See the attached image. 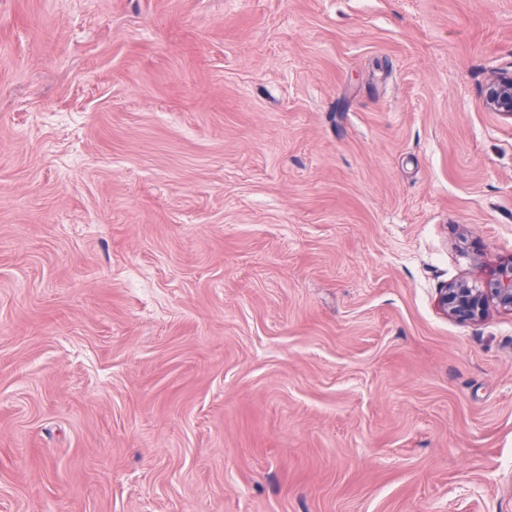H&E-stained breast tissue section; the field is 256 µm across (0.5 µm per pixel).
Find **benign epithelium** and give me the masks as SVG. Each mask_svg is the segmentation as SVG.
<instances>
[{
    "mask_svg": "<svg viewBox=\"0 0 512 512\" xmlns=\"http://www.w3.org/2000/svg\"><path fill=\"white\" fill-rule=\"evenodd\" d=\"M482 99L485 108L512 119V69H497L488 78ZM512 314V257L497 265L482 280H455L438 289L442 314L463 323L484 320L490 306Z\"/></svg>",
    "mask_w": 512,
    "mask_h": 512,
    "instance_id": "7a95c632",
    "label": "benign epithelium"
}]
</instances>
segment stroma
<instances>
[{
	"instance_id": "obj_1",
	"label": "stroma",
	"mask_w": 512,
	"mask_h": 512,
	"mask_svg": "<svg viewBox=\"0 0 512 512\" xmlns=\"http://www.w3.org/2000/svg\"><path fill=\"white\" fill-rule=\"evenodd\" d=\"M512 0H0V512H512ZM482 99L490 112L512 119V69L494 70L483 90ZM512 314V257L501 262L482 280H455L438 289L437 307L442 314L463 323L484 320L490 305Z\"/></svg>"
}]
</instances>
